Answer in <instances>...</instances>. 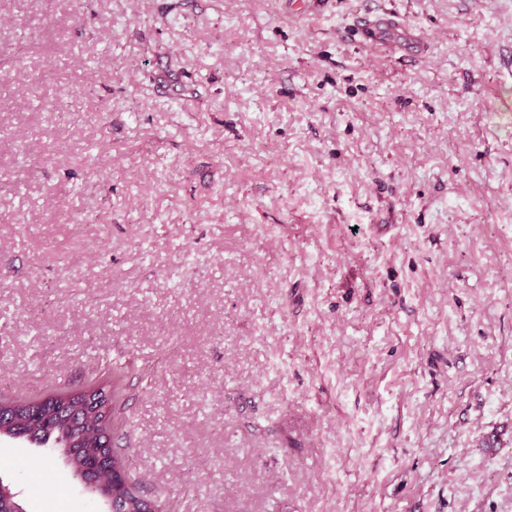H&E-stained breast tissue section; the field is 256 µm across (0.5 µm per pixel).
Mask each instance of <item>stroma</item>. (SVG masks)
<instances>
[{
    "label": "stroma",
    "instance_id": "obj_1",
    "mask_svg": "<svg viewBox=\"0 0 512 512\" xmlns=\"http://www.w3.org/2000/svg\"><path fill=\"white\" fill-rule=\"evenodd\" d=\"M19 43L0 399L125 366L167 512H512V0H0ZM0 481L106 509L30 441Z\"/></svg>",
    "mask_w": 512,
    "mask_h": 512
}]
</instances>
